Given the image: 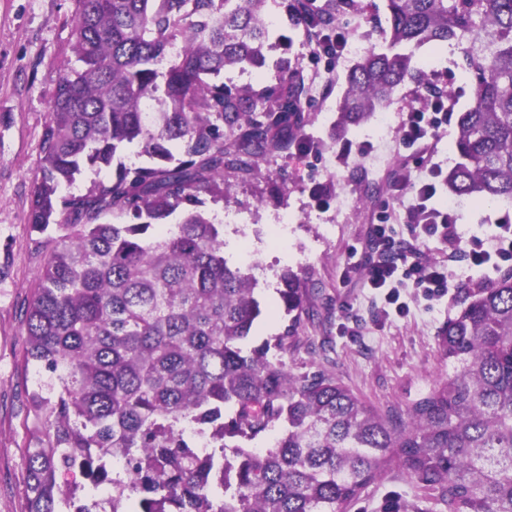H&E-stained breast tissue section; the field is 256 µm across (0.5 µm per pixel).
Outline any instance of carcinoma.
<instances>
[{
  "label": "carcinoma",
  "instance_id": "1",
  "mask_svg": "<svg viewBox=\"0 0 512 512\" xmlns=\"http://www.w3.org/2000/svg\"><path fill=\"white\" fill-rule=\"evenodd\" d=\"M76 3L79 65L56 85L28 216L59 235L39 242L46 260L22 320L26 358L54 382L33 398L27 512H346L400 467L450 512H512V274L448 319L440 351L453 371L402 415L323 371L272 362L314 318L288 269L277 288L288 325L243 349L263 312L259 280L228 265L224 225L199 206L224 173L248 177L305 144V79L288 60L260 91L218 81L264 65L268 0ZM281 6L325 32L356 0ZM388 10L392 51L349 71L336 126L389 106L418 72L414 49L465 41L474 105L458 118L446 183L512 200V0H388ZM133 143L151 163L116 162ZM112 167L86 194H62ZM183 204L178 224H160ZM125 217L133 223H113ZM274 431L263 451L238 444ZM114 460L130 470L111 472ZM79 471L112 498L58 482Z\"/></svg>",
  "mask_w": 512,
  "mask_h": 512
}]
</instances>
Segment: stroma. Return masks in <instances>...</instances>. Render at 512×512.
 <instances>
[{
	"label": "stroma",
	"mask_w": 512,
	"mask_h": 512,
	"mask_svg": "<svg viewBox=\"0 0 512 512\" xmlns=\"http://www.w3.org/2000/svg\"><path fill=\"white\" fill-rule=\"evenodd\" d=\"M345 13L349 37L365 49L386 51L387 0H359ZM273 22L263 68L225 69L231 88L261 90L273 82L276 65L288 59L308 85L305 137L310 150H291L261 164L252 177L228 178L224 193L203 195L212 217L235 214L224 227V256L238 266V242L248 238L268 272L260 280L268 314L255 324L249 346L283 332L288 319L276 293L283 270L295 272L311 290L315 312L282 361L297 376L323 371L365 403L403 412L448 375L439 351L443 328L462 308L475 286L498 279L500 270L475 267L464 254H450L447 243L427 238L424 259L447 260V296L409 300L406 317L381 318L374 296L364 288L369 226L387 216L398 240H410L412 181L418 169L413 150L400 143L407 113L423 108L432 93L449 92L448 125L440 130L427 165L447 170L458 156L453 148L457 119L473 101L470 73L457 42L431 43L416 50L420 73L406 80L388 106L390 129L373 136L372 124L331 139L353 60L339 63L316 57L303 27L293 25L278 0L269 6ZM75 0H0V512H27L23 454L36 420L33 392H46L48 375L26 360L20 312L38 283L43 254L27 215L39 165L40 138L52 96L73 56ZM456 224L467 238L489 240L500 221H512V200L465 198ZM288 221V237L266 245L271 225ZM347 512H448L430 491L395 469L369 484Z\"/></svg>",
	"instance_id": "obj_1"
}]
</instances>
